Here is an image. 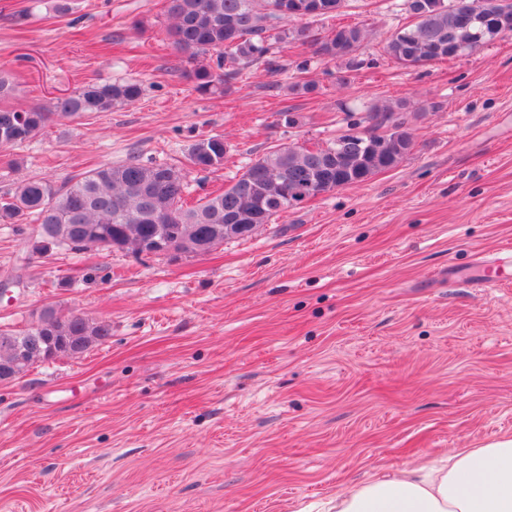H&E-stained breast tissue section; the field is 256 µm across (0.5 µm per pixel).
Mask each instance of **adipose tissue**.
<instances>
[{
    "label": "adipose tissue",
    "instance_id": "ef3b65f1",
    "mask_svg": "<svg viewBox=\"0 0 512 512\" xmlns=\"http://www.w3.org/2000/svg\"><path fill=\"white\" fill-rule=\"evenodd\" d=\"M336 512H512V437L368 481Z\"/></svg>",
    "mask_w": 512,
    "mask_h": 512
}]
</instances>
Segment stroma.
<instances>
[{
	"mask_svg": "<svg viewBox=\"0 0 512 512\" xmlns=\"http://www.w3.org/2000/svg\"><path fill=\"white\" fill-rule=\"evenodd\" d=\"M163 4L0 0L12 105L49 107L92 82L143 90L0 147V194L138 155L182 168L199 198L269 148L324 144L346 110L384 102H407L416 145L252 237L175 261L31 257L0 224V283H19L0 326L48 304L112 326L84 355L0 383V512H300L512 437V280H449L512 249V36L405 69L384 51L404 0H349L333 25L369 35L347 86L325 58L300 76L310 92L254 66L220 97L185 78ZM214 134L230 146L223 166L193 169L190 145Z\"/></svg>",
	"mask_w": 512,
	"mask_h": 512,
	"instance_id": "obj_1",
	"label": "stroma"
}]
</instances>
